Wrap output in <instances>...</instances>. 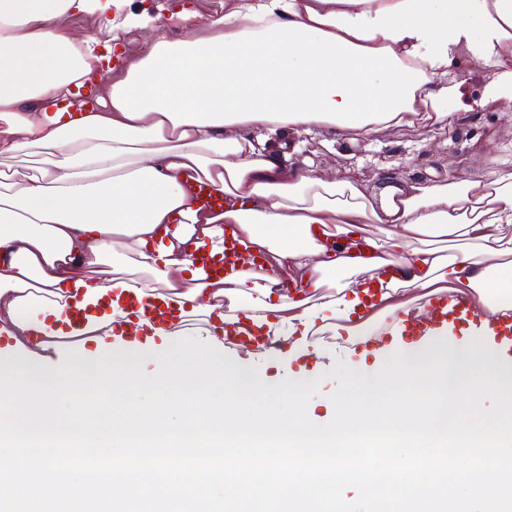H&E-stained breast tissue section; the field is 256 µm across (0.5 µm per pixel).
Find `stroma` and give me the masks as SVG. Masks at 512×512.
<instances>
[{
	"label": "stroma",
	"mask_w": 512,
	"mask_h": 512,
	"mask_svg": "<svg viewBox=\"0 0 512 512\" xmlns=\"http://www.w3.org/2000/svg\"><path fill=\"white\" fill-rule=\"evenodd\" d=\"M323 135L314 136L305 153L293 156L294 166L336 173L350 167H382L385 160L407 150L419 151L418 161L400 173L412 182L432 174L479 179L487 169L512 166V108L500 107L471 115L466 124H452L436 132L419 126L390 127L373 142L338 141L326 149Z\"/></svg>",
	"instance_id": "35a3bbf8"
}]
</instances>
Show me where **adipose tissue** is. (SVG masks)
<instances>
[{
  "label": "adipose tissue",
  "mask_w": 512,
  "mask_h": 512,
  "mask_svg": "<svg viewBox=\"0 0 512 512\" xmlns=\"http://www.w3.org/2000/svg\"><path fill=\"white\" fill-rule=\"evenodd\" d=\"M0 0V367L43 373L54 364L70 308L112 294L85 331L112 339L129 322V298H159L224 342V299L246 297L250 317L309 349L318 328L355 336L408 297L474 296L496 311L512 289V167L475 181L423 179L377 191L371 179L296 168L324 130L365 142L384 128L442 129L460 115L512 102V0H224V14L186 39L157 35L114 78L94 77L123 36L163 14L189 20V0ZM108 16L75 43L61 20ZM485 68L480 91L455 65ZM83 88L99 109L27 110ZM40 157L36 172L9 169ZM224 193V210L196 208L190 180ZM265 255L269 273L209 280L192 250L224 251V227ZM361 240L355 254L320 243L327 225ZM386 225L384 236L368 233ZM449 240L448 256L419 248ZM400 252L404 279L375 313L356 289L384 250ZM289 276L309 295L279 299ZM442 354L452 373L484 362L512 372L495 342L439 335L406 346L412 361Z\"/></svg>",
  "instance_id": "obj_1"
}]
</instances>
